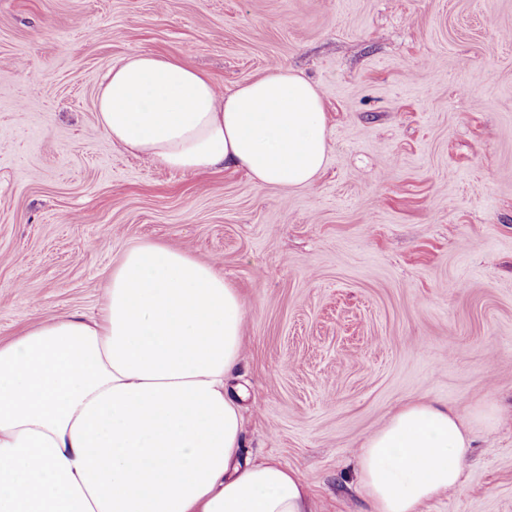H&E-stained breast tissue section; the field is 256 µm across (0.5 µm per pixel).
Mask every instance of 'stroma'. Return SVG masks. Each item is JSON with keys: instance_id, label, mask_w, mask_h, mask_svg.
Segmentation results:
<instances>
[{"instance_id": "obj_1", "label": "stroma", "mask_w": 512, "mask_h": 512, "mask_svg": "<svg viewBox=\"0 0 512 512\" xmlns=\"http://www.w3.org/2000/svg\"><path fill=\"white\" fill-rule=\"evenodd\" d=\"M141 53L224 93L308 79L324 169L280 191L112 144L96 96ZM145 242L243 298V452L299 470L313 512H370L358 450L419 399L498 418L420 512H512V0H0V341L97 316Z\"/></svg>"}]
</instances>
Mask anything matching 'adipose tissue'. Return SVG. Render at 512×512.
I'll use <instances>...</instances> for the list:
<instances>
[{
    "mask_svg": "<svg viewBox=\"0 0 512 512\" xmlns=\"http://www.w3.org/2000/svg\"><path fill=\"white\" fill-rule=\"evenodd\" d=\"M127 152L198 173L235 167L279 190L311 185L330 144L318 88L278 69L218 95L179 59L134 54L97 97ZM245 308L222 273L154 243L128 250L97 317L72 314L0 343V512H312L294 469L240 457L243 418L224 382ZM402 404L363 442L371 512H419L459 489L476 424Z\"/></svg>",
    "mask_w": 512,
    "mask_h": 512,
    "instance_id": "1",
    "label": "adipose tissue"
}]
</instances>
